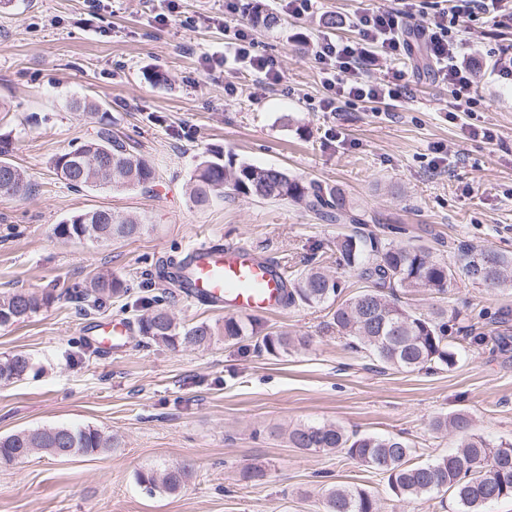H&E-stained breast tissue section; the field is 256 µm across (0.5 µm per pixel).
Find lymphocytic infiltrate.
Instances as JSON below:
<instances>
[{
    "label": "lymphocytic infiltrate",
    "mask_w": 512,
    "mask_h": 512,
    "mask_svg": "<svg viewBox=\"0 0 512 512\" xmlns=\"http://www.w3.org/2000/svg\"><path fill=\"white\" fill-rule=\"evenodd\" d=\"M413 16V11L384 6L367 9L358 17V40H326L319 44L314 57L321 66L323 85L330 92L323 101L327 111H341L343 105L352 101L387 105L398 101L403 85L372 78L370 72L378 58L401 59L415 41L421 43L434 62L438 80L450 88L457 111H471L472 59L464 39L449 27L447 15L436 16L416 28L411 25ZM215 64L227 70L247 69L256 76V86L261 90L281 80L276 61L252 54L249 35L242 29L225 43Z\"/></svg>",
    "instance_id": "obj_1"
}]
</instances>
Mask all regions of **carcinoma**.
I'll return each mask as SVG.
<instances>
[{
    "mask_svg": "<svg viewBox=\"0 0 512 512\" xmlns=\"http://www.w3.org/2000/svg\"><path fill=\"white\" fill-rule=\"evenodd\" d=\"M9 143L0 140V170L14 176V185L0 188V195H16L30 187L24 174L7 158ZM79 154L112 156V176L100 165H86L79 172L65 161L67 154L55 156L56 174L73 188H141L148 190L156 180L155 168L138 155L129 143L101 128L96 138L74 149ZM190 199L206 206L217 198L233 195L252 201H283L301 204L327 224H349L351 230L336 236V251L345 266L357 272L363 286L336 306L332 327L336 334L369 353L381 364L407 372L451 367L459 350L448 336V315L443 309L429 314L405 307L397 290L411 292L435 288L440 292L454 286L461 274L468 281L486 287L512 285V255L470 246L457 248L455 264L434 258L422 247L384 243L367 229V222L350 205L344 193L326 189L315 181H305L277 167L238 163L233 156L214 152L202 159L190 177ZM75 239L108 241L132 238L142 230L134 216H119L109 209L76 212L56 225ZM125 293L123 282L107 273L98 276L93 288L80 293L89 308L101 306L106 295ZM339 294L337 277L319 266L287 275L282 302L289 308L314 307ZM46 298L32 292L0 295V327L21 322L36 313ZM139 335L146 343L165 347L209 346L217 341L237 343L247 333H257L258 319L224 317V325L200 321L182 325L174 313L149 298L147 310L137 316ZM303 337L269 331L256 344L270 354L288 352L304 345ZM34 370L28 355L15 353L0 362V383L21 379ZM432 427L459 436L456 449L422 464L409 463L411 448L395 436L349 435L334 423H303L288 430V443L307 451H344L360 465L384 476L389 490L398 498L415 500L440 492L450 493L455 512H487L488 505L512 498V442L491 443L470 433L471 420L465 413L437 417ZM112 447V440L90 425H46L0 436V464L18 462L36 451L56 457L92 455ZM193 465L185 460L175 465L150 468L136 474L137 483L150 493L174 494L192 477ZM324 512H379L374 495L362 488L334 485L325 490Z\"/></svg>",
    "mask_w": 512,
    "mask_h": 512,
    "instance_id": "1",
    "label": "carcinoma"
}]
</instances>
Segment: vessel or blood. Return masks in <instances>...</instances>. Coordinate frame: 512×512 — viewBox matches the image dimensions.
Masks as SVG:
<instances>
[{"mask_svg":"<svg viewBox=\"0 0 512 512\" xmlns=\"http://www.w3.org/2000/svg\"><path fill=\"white\" fill-rule=\"evenodd\" d=\"M191 274L184 287L192 298L253 315L281 305L284 275L279 265L243 244L201 243L189 252Z\"/></svg>","mask_w":512,"mask_h":512,"instance_id":"obj_1","label":"vessel or blood"}]
</instances>
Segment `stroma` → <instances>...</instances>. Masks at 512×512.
<instances>
[{
    "mask_svg": "<svg viewBox=\"0 0 512 512\" xmlns=\"http://www.w3.org/2000/svg\"><path fill=\"white\" fill-rule=\"evenodd\" d=\"M378 0H316L291 16L283 0H0V136L32 189L0 196V295L29 291L49 302L23 322L0 327V360L25 353L35 370L0 383V435L51 424L91 425L117 446L60 459L43 452L0 465V512H323L325 489L354 485L381 512H454L451 497L396 498L386 481L345 452L290 447L285 431L332 422L357 434L398 435L424 463L454 450L436 417L468 413L471 431L512 441V347L466 340L512 337V288L467 280L439 292L402 294L410 307L447 308L462 355L452 368L406 372L382 367L328 330L332 308L284 309L259 317L262 331L309 337L308 346L270 354L256 336L239 344L173 350L140 342L132 326L147 286L173 289L164 260L197 241L235 242L303 269L340 275L343 296L360 282L340 269L342 224L304 207L224 198L207 207L188 196L190 176L209 151L275 166L342 189L382 241L428 249L453 261L458 245L512 254V89L490 70L512 51V20L456 19L479 67L473 111L454 113L422 47L381 60L373 75L409 74L394 106L358 102L326 112L314 49L356 39L359 13ZM274 16L275 24L260 18ZM255 54L272 57L280 84L257 91L245 71L208 69L236 29ZM160 71L165 81L151 78ZM97 111L77 109L82 100ZM487 126L494 142L472 137ZM107 127L151 160V190L66 185L51 161ZM109 209L145 218L143 232L106 242L67 240L54 227L69 215ZM126 292L80 311L74 294L101 272ZM129 324L121 349L104 329ZM190 461L194 475L173 495L148 494L138 471ZM251 468L259 479L246 478Z\"/></svg>",
    "mask_w": 512,
    "mask_h": 512,
    "instance_id": "stroma-1",
    "label": "stroma"
}]
</instances>
